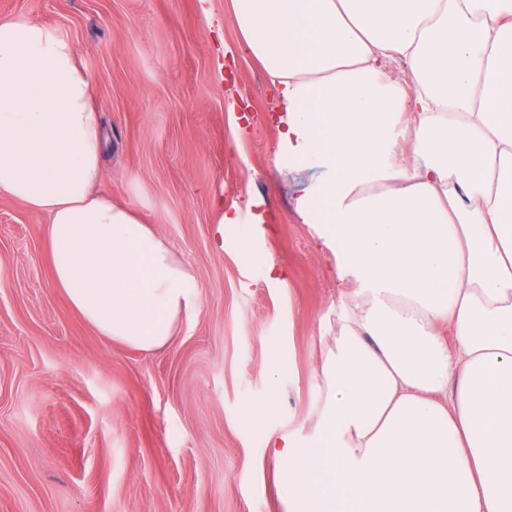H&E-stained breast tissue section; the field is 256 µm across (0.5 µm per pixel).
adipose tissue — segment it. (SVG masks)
I'll return each mask as SVG.
<instances>
[{
	"mask_svg": "<svg viewBox=\"0 0 512 512\" xmlns=\"http://www.w3.org/2000/svg\"><path fill=\"white\" fill-rule=\"evenodd\" d=\"M280 94L276 159L348 288L321 422L280 438L298 512H512V0H231ZM402 58L408 85L386 65ZM100 107L72 43L0 18V192L49 219L53 283L99 335L166 347L190 265L96 191Z\"/></svg>",
	"mask_w": 512,
	"mask_h": 512,
	"instance_id": "adipose-tissue-1",
	"label": "adipose tissue"
}]
</instances>
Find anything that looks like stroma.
<instances>
[{"mask_svg": "<svg viewBox=\"0 0 512 512\" xmlns=\"http://www.w3.org/2000/svg\"><path fill=\"white\" fill-rule=\"evenodd\" d=\"M21 14L77 49L99 188L189 261L200 301L164 350L99 336L53 285L46 217L0 194V512H291L268 440L306 441L320 418L343 283L294 212L317 172L277 164V92L229 0H0ZM220 205L237 224L218 228ZM270 340L290 360L276 377ZM268 395L255 428L245 409Z\"/></svg>", "mask_w": 512, "mask_h": 512, "instance_id": "35a3bbf8", "label": "stroma"}]
</instances>
